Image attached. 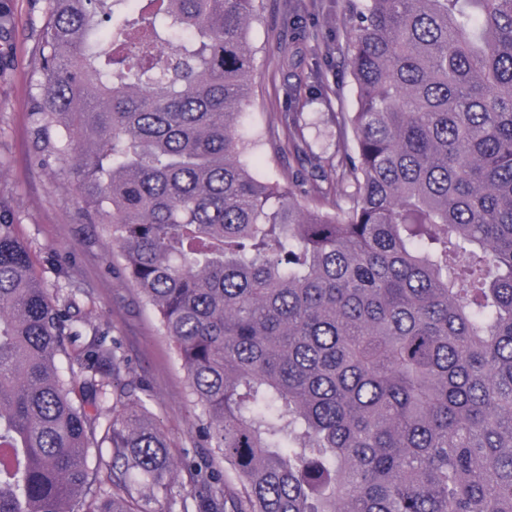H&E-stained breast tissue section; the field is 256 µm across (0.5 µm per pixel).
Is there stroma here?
<instances>
[{"mask_svg": "<svg viewBox=\"0 0 512 512\" xmlns=\"http://www.w3.org/2000/svg\"><path fill=\"white\" fill-rule=\"evenodd\" d=\"M44 0H6L11 28L0 41V208L16 224L36 274L59 301L76 299L85 319L65 364L83 372L84 350L105 335L124 361L123 376L140 388L168 452L184 461L168 496L149 503L150 512H181L183 498L208 494L197 470L220 473L223 459L209 448L186 397L185 372L158 331L154 310L127 281L120 259L85 224L75 183L60 163L36 162L31 101L38 75L37 32ZM348 0H264L248 29L253 51L251 97L239 137L258 170L283 184L310 178L284 142L279 115L296 112L315 152L335 160L353 152V136H339L336 115L357 108L348 73Z\"/></svg>", "mask_w": 512, "mask_h": 512, "instance_id": "35a3bbf8", "label": "stroma"}]
</instances>
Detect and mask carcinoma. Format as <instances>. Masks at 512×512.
Listing matches in <instances>:
<instances>
[{
    "label": "carcinoma",
    "instance_id": "1",
    "mask_svg": "<svg viewBox=\"0 0 512 512\" xmlns=\"http://www.w3.org/2000/svg\"><path fill=\"white\" fill-rule=\"evenodd\" d=\"M257 0H46L39 156L159 315L224 512H512V0H357L356 149L244 160ZM0 214V512H147L179 463ZM111 449L107 480L92 465Z\"/></svg>",
    "mask_w": 512,
    "mask_h": 512
}]
</instances>
